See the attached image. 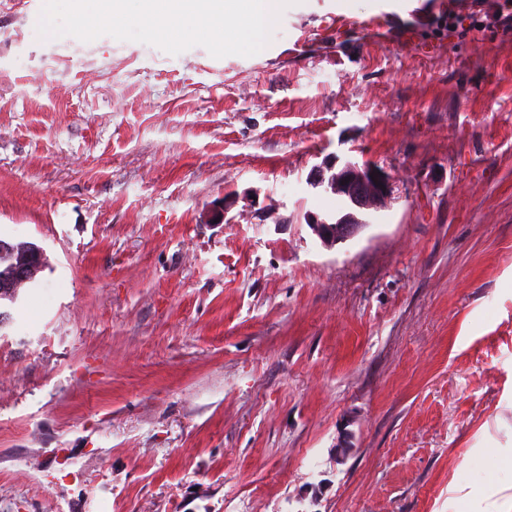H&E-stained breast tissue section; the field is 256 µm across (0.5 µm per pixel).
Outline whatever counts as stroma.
Masks as SVG:
<instances>
[{
    "mask_svg": "<svg viewBox=\"0 0 512 512\" xmlns=\"http://www.w3.org/2000/svg\"><path fill=\"white\" fill-rule=\"evenodd\" d=\"M0 0V512H483L512 491V34L296 0L260 55ZM391 203L332 248L307 177ZM226 205L221 222L210 214ZM345 456H337V449ZM338 180L346 190V212L337 216L334 221H328L315 214L307 218L312 234L324 247L344 243L357 235V224L364 222L357 218L353 210H378L394 196L393 177L373 166L347 162L338 169ZM14 253L13 243L0 238V260L8 262L0 276V298L11 302L17 298L19 288L34 283L45 269V255L40 246L30 245L15 261Z\"/></svg>",
    "mask_w": 512,
    "mask_h": 512,
    "instance_id": "obj_1",
    "label": "stroma"
}]
</instances>
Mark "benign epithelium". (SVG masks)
Here are the masks:
<instances>
[{"mask_svg":"<svg viewBox=\"0 0 512 512\" xmlns=\"http://www.w3.org/2000/svg\"><path fill=\"white\" fill-rule=\"evenodd\" d=\"M338 180L346 190V212L328 221L315 214L308 216V227L324 247H332L355 237L361 220L354 210H377L394 196L395 181L385 171L356 162H348L338 169ZM13 243L0 238V260L8 262L0 274V298L15 300L18 290L34 283L45 269L43 249L32 244L23 256L14 258Z\"/></svg>","mask_w":512,"mask_h":512,"instance_id":"7a95c632","label":"benign epithelium"}]
</instances>
